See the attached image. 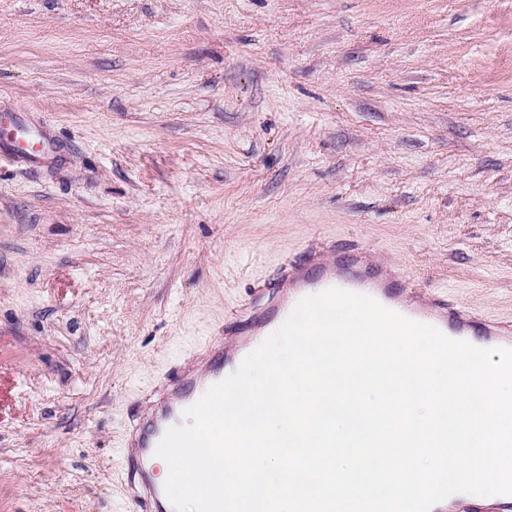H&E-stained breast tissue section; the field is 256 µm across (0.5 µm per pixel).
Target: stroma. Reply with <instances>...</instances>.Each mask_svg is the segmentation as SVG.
<instances>
[{"mask_svg":"<svg viewBox=\"0 0 512 512\" xmlns=\"http://www.w3.org/2000/svg\"><path fill=\"white\" fill-rule=\"evenodd\" d=\"M0 512H128L137 400L313 240L512 321V0H0ZM8 119L15 133L12 136L7 134L0 122V141L3 146L0 151V161L27 165L43 159L49 143L46 133L40 130L41 134L33 137L28 131L27 122L21 115H11Z\"/></svg>","mask_w":512,"mask_h":512,"instance_id":"stroma-1","label":"stroma"}]
</instances>
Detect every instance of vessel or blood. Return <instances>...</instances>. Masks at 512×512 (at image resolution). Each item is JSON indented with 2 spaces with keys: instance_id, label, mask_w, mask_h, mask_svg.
I'll use <instances>...</instances> for the list:
<instances>
[{
  "instance_id": "1",
  "label": "vessel or blood",
  "mask_w": 512,
  "mask_h": 512,
  "mask_svg": "<svg viewBox=\"0 0 512 512\" xmlns=\"http://www.w3.org/2000/svg\"><path fill=\"white\" fill-rule=\"evenodd\" d=\"M9 128L0 127V161L33 164L48 149L46 134L31 135L20 115H12ZM360 247L350 253L337 251L335 244L308 248L305 258H286L273 279L255 281L249 291L253 300L264 301L259 316L236 327H222L210 337L200 358L168 373L158 386L141 399V412L126 432L125 469L131 512H174L159 477L156 448L168 428L184 424L186 409L195 404L214 384L237 371L242 360L260 346L287 319L290 306L305 296L336 287L369 296L403 316L438 328L452 339L476 346L512 349V325L479 319L470 311L448 302L438 294H426L417 304L401 303L402 288L397 278L383 268L367 267ZM240 337L234 348H226L225 336ZM471 512H512V496L469 495Z\"/></svg>"
}]
</instances>
